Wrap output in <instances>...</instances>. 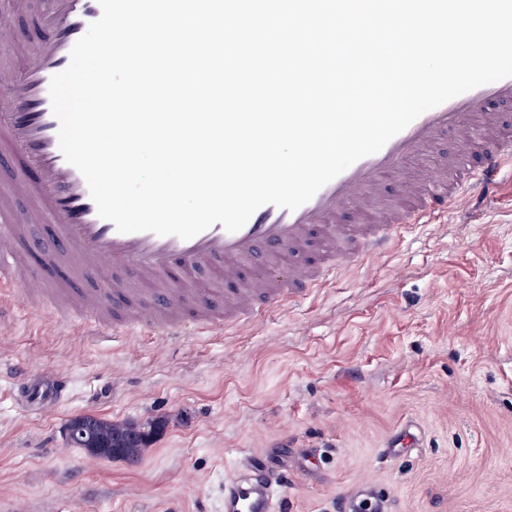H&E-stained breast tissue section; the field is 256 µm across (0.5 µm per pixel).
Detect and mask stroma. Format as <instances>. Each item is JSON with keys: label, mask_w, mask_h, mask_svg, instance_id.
Returning <instances> with one entry per match:
<instances>
[{"label": "stroma", "mask_w": 512, "mask_h": 512, "mask_svg": "<svg viewBox=\"0 0 512 512\" xmlns=\"http://www.w3.org/2000/svg\"><path fill=\"white\" fill-rule=\"evenodd\" d=\"M18 361L67 373L69 398L19 405ZM76 415L157 427L131 467L67 446ZM406 430L418 446L387 456ZM248 454L279 456L291 512H336L366 481L387 512H512V184L235 336L90 339L23 304L0 316V512H224Z\"/></svg>", "instance_id": "stroma-1"}]
</instances>
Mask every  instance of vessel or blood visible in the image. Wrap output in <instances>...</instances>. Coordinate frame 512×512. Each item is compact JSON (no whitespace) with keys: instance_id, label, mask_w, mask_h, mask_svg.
Here are the masks:
<instances>
[{"instance_id":"obj_1","label":"vessel or blood","mask_w":512,"mask_h":512,"mask_svg":"<svg viewBox=\"0 0 512 512\" xmlns=\"http://www.w3.org/2000/svg\"><path fill=\"white\" fill-rule=\"evenodd\" d=\"M101 15L98 0H51L38 14L35 38L17 43L0 30V49L19 50L27 66L0 70L7 90L0 107V138L20 148L24 165L15 193L29 204L18 210L0 201V312L9 301L55 310L64 321L83 324L93 336L133 332L163 339L202 330L245 329L262 314L299 299L330 280L337 268L374 258L413 224H431L464 204L472 190L495 191L503 173L512 174V77L465 92L416 118L378 153L362 158L294 211L271 204L257 209L235 233L214 225L183 240L151 232L119 233L102 219L85 179L65 160L59 121L49 96L51 77L70 62V51ZM455 150L437 169L404 177L410 158L433 153L446 135ZM475 167L449 176L458 156ZM392 191L393 202L381 198ZM52 228L61 244L50 256L55 273L76 274L82 296L74 304L53 295L45 276L21 275L14 246L29 226ZM207 265L210 276L196 270ZM284 269L287 280L275 277ZM31 370L19 365L15 385L25 405L52 411L63 402L69 377L49 374L46 387L30 386ZM286 478L268 461L249 457L224 478V512H290ZM379 491L362 483L356 495L340 498L337 512H385Z\"/></svg>"}]
</instances>
